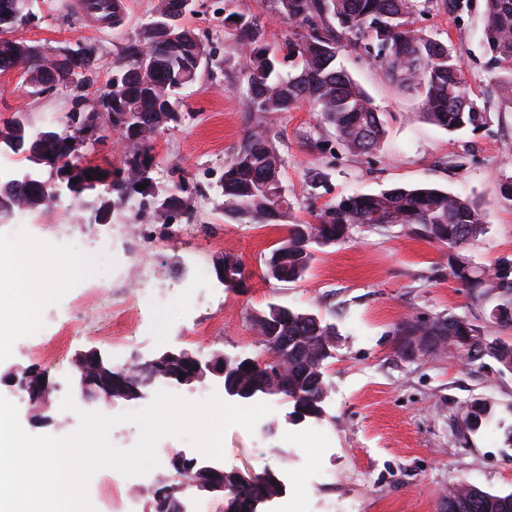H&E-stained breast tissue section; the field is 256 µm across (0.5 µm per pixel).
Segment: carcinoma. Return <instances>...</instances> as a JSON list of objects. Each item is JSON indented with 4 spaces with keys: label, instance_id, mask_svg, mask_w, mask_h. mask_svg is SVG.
Segmentation results:
<instances>
[{
    "label": "carcinoma",
    "instance_id": "carcinoma-1",
    "mask_svg": "<svg viewBox=\"0 0 512 512\" xmlns=\"http://www.w3.org/2000/svg\"><path fill=\"white\" fill-rule=\"evenodd\" d=\"M183 0H160L155 15L141 38L120 59L112 78V126L119 128L133 150L112 168L72 159L69 143L81 128L67 125L42 150L32 152L38 134L17 118L0 132V152L23 155L50 170L66 174L53 182L31 173L0 182V193L12 195V211L0 213V220L18 209L33 211L62 200L68 193L81 202L95 191L106 199L105 215L116 224L132 213L130 223L143 224L156 216L144 191L137 189L152 180L157 165L153 139L173 122L181 93L194 83L210 62L195 66V34L181 26L171 32L153 29L166 14L178 9ZM486 23L483 40L491 54L497 92L512 104V0H484ZM418 0H276L278 16L293 27L292 36L279 50L264 41L258 24L244 19L224 18L232 27L235 49L243 62L247 80L246 111L288 112L303 102L314 105L318 126L330 132L354 155H368L386 134L380 112L366 90L338 62L342 51L359 49L382 73L400 88L413 94L423 118L451 132L477 130L488 121V113L477 105L463 78L458 52L448 44L414 27ZM23 41L0 42V71L27 70L29 79L46 89L61 84L67 67L86 70L91 58L82 56L65 64L48 58L30 61L17 53ZM290 62L295 72L284 74ZM282 159L275 135L257 124L249 130L232 162L224 167L219 181L224 197V214L238 224L287 225L288 252L282 243L270 251L278 263L266 261L265 277L278 282H296L311 268L317 249L349 238L357 226L399 224L408 234L448 249V277L465 288L478 304L493 302L500 309L494 324L512 328V260L503 258L491 265L473 262L466 252L471 242L488 231L484 210L467 197L433 186L395 187L378 194L349 195L314 214L307 224L288 223L291 203L283 190ZM238 269L239 280L224 284L230 291L245 288L247 275L242 261L224 257ZM288 335L301 345L298 352L276 355L272 345L261 341L262 350L252 357H225L236 380L261 383L265 372L276 364L288 373V389L279 396L289 405L288 423H319L325 419L326 402L332 391L327 365L334 358L309 356L321 336H337L336 324L321 315L286 307ZM448 322L455 336H483L487 345L448 348L467 364L486 357L497 362L512 360V341L492 338L486 327L456 316H437L404 321L398 336H439L440 323ZM250 359V367L243 360ZM491 403L475 399L464 414V425L472 433L489 423ZM223 471L224 499L234 512H266V505L285 491L279 473L266 469L250 481L230 478ZM446 501H456L463 512H512V493L501 495L460 485L448 492Z\"/></svg>",
    "mask_w": 512,
    "mask_h": 512
}]
</instances>
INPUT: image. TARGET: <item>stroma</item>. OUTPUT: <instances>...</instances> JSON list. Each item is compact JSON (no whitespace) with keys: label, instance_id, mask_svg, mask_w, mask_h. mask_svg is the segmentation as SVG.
<instances>
[{"label":"stroma","instance_id":"1","mask_svg":"<svg viewBox=\"0 0 512 512\" xmlns=\"http://www.w3.org/2000/svg\"><path fill=\"white\" fill-rule=\"evenodd\" d=\"M159 0H127L120 27L94 32L67 0H32L31 21L1 35L39 46L45 53L76 44L92 46L95 61L78 88L35 87L0 72V129L25 119L32 131L63 130L76 107L94 109L112 82L123 49L139 39ZM257 23L271 46L291 28L276 14L274 0H193L181 23L211 52L214 64L182 93L183 120L153 140L159 183L186 184L190 208L181 223L162 220L130 234L122 224H89L81 206L64 199L60 208L28 213L23 224L0 221V244H37L53 258H82L86 273L54 289L33 320L14 327L0 355V396L15 400L4 382L14 370L35 368L56 384L41 417L19 407V421L33 435L64 437L79 425L80 412L140 410L144 398L106 406L84 402L76 357L95 348L113 366L145 362L173 348L201 358L214 352L234 356L260 352L256 313L276 303L320 313L339 332L328 368L332 391L319 424H286L287 403L267 398L272 411L254 431L229 428L221 467L254 474L281 473L286 491L269 505L280 512H442L446 491L459 485L512 492V372L493 358L467 364L438 353L415 360L395 349L403 321L479 312L464 288L449 280L444 249L412 237L397 224L355 228L349 239L317 252L308 274L297 282L264 276V257L286 234L282 224H238L225 217L217 184L247 129L263 124L277 136L281 179L293 204L292 217L314 212L354 194H376L397 186L432 184L471 198L485 211L488 232L468 245L475 263L512 259V203L499 196L506 148L512 145V107L497 96L482 41L484 0L455 16L422 7L417 27L440 41H457L466 85L489 113L488 124L457 134L426 121L415 98L381 78L360 52L345 51L351 75L383 114L387 134L373 155L347 152L331 135L319 148L307 145L317 114L310 104L278 114L248 113L242 92V60L224 26L229 14ZM325 175L323 187L309 185ZM241 259L249 274L245 292L225 290L214 272L219 258ZM73 409H65L64 396ZM491 402L490 423L466 431L467 404ZM134 478L111 469L90 480L95 512H153L150 499L128 504Z\"/></svg>","mask_w":512,"mask_h":512}]
</instances>
